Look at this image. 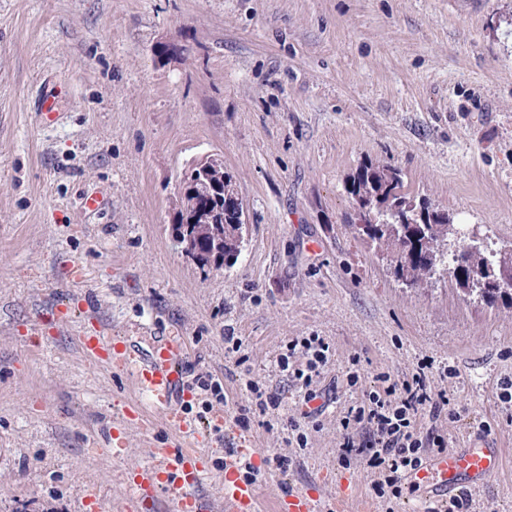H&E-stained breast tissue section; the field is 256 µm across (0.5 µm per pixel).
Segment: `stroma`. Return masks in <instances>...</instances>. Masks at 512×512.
<instances>
[{
    "label": "stroma",
    "instance_id": "stroma-1",
    "mask_svg": "<svg viewBox=\"0 0 512 512\" xmlns=\"http://www.w3.org/2000/svg\"><path fill=\"white\" fill-rule=\"evenodd\" d=\"M209 155L245 209L230 268H200L171 233L182 176ZM366 162L399 167L415 199L488 249L512 247V0H0V512H120L127 469L175 436L149 396L82 353L87 321L143 349L183 338L185 381L221 382L219 397L193 385L180 409L212 506L230 438L288 458L253 461L262 512L287 486L342 512H417L421 493L377 497L363 465L339 464L338 419L377 373L400 383L428 358L432 391L460 413L437 422L449 447L484 433L504 453L469 512H512V406L497 398L512 304L447 276L397 281L349 222ZM86 191L102 211L82 210ZM313 335L333 356L321 427L299 449L285 426L303 393L278 359ZM249 377L279 406L259 412Z\"/></svg>",
    "mask_w": 512,
    "mask_h": 512
}]
</instances>
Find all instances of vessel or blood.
Segmentation results:
<instances>
[{"instance_id":"obj_1","label":"vessel or blood","mask_w":512,"mask_h":512,"mask_svg":"<svg viewBox=\"0 0 512 512\" xmlns=\"http://www.w3.org/2000/svg\"><path fill=\"white\" fill-rule=\"evenodd\" d=\"M80 341L85 356L126 372L133 385L149 394L158 409L170 417L176 432L183 435L191 432V425L177 412L187 394L182 383V366L190 356L186 342L166 338L154 344L149 353L135 357L125 339L97 332L81 334ZM240 454L237 448L226 451L221 504L224 512H258L259 486L241 474ZM152 455L155 466L130 469V484L139 490L162 487L168 512H211L209 503L197 493L208 475L204 449L177 441L153 449ZM502 461L501 449L480 436L464 446L428 458L408 475L407 481L423 491L426 502L451 501L470 488L484 485L499 472ZM275 509L276 512H322L319 500L294 489L278 495Z\"/></svg>"}]
</instances>
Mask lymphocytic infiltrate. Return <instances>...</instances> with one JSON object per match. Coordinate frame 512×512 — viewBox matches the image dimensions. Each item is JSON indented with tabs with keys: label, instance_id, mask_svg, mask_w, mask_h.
I'll return each instance as SVG.
<instances>
[{
	"label": "lymphocytic infiltrate",
	"instance_id": "lymphocytic-infiltrate-1",
	"mask_svg": "<svg viewBox=\"0 0 512 512\" xmlns=\"http://www.w3.org/2000/svg\"><path fill=\"white\" fill-rule=\"evenodd\" d=\"M304 361L294 365L295 353ZM333 355L328 342L319 336L293 339L278 360L282 372L298 382L306 399L316 396L312 385ZM430 360L418 362L410 379L392 381L387 373H379L378 387L351 404L340 420L344 431L340 463L359 460L375 478L371 488L378 497H400L407 475L421 466L428 454H439L448 448V436L436 426L437 420L449 412L446 393H433L427 372Z\"/></svg>",
	"mask_w": 512,
	"mask_h": 512
}]
</instances>
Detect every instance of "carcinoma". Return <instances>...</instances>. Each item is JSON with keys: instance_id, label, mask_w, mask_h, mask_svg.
Wrapping results in <instances>:
<instances>
[{"instance_id": "1", "label": "carcinoma", "mask_w": 512, "mask_h": 512, "mask_svg": "<svg viewBox=\"0 0 512 512\" xmlns=\"http://www.w3.org/2000/svg\"><path fill=\"white\" fill-rule=\"evenodd\" d=\"M350 194L356 204L367 210L373 218L357 214L356 233L371 242V246L392 256L394 273L397 278H408L415 285L436 271H444L453 276L456 267H448V256L454 252L437 250L440 236L448 233L450 220L448 213L431 208L424 202H417L408 190L401 172L391 166L366 163L360 166L350 178ZM224 214V224L219 234L224 236V247L221 256L238 257L241 243L240 224L236 211L230 209L226 201H215ZM419 212L425 220L417 219L415 223L427 225L426 235L430 244L429 250L412 256L407 253L408 241L394 236L391 225L400 221H408L414 213ZM193 243L199 263L207 266L216 250V236L210 230L200 229V225H191Z\"/></svg>"}]
</instances>
